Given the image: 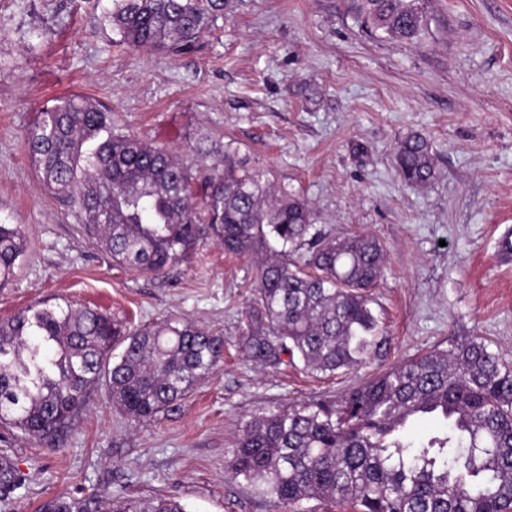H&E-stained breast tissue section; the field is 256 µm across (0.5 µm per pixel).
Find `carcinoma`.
<instances>
[{
  "label": "carcinoma",
  "mask_w": 512,
  "mask_h": 512,
  "mask_svg": "<svg viewBox=\"0 0 512 512\" xmlns=\"http://www.w3.org/2000/svg\"><path fill=\"white\" fill-rule=\"evenodd\" d=\"M381 41L421 43L425 0H350ZM107 21L145 51L190 49L208 27L198 0H113ZM27 148L44 185L70 207L82 231L121 266L159 273L211 237L227 253L257 257L243 350L277 367L288 356L333 374L374 358L385 341L369 288L385 265L374 236L325 235L308 205L276 191L236 159L232 142L197 146L224 155V169L197 178L166 148L122 134L112 111L71 95L39 113ZM404 183L435 176L428 139L410 133L395 148ZM25 251L21 229L0 224V288ZM125 347L112 360L117 342ZM222 344L167 321L125 334L106 314L61 305L0 321V424L47 443L68 429L91 387L130 420L162 412L215 372ZM436 415L447 430L418 443L407 430ZM227 451L225 475L250 483L276 512H309L327 500L351 512H512V362L479 336L408 359L337 400L279 404L251 416ZM18 488L0 454V494ZM40 512H187L173 497L99 493L54 497Z\"/></svg>",
  "instance_id": "1"
}]
</instances>
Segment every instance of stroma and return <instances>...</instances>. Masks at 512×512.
<instances>
[{
  "instance_id": "stroma-1",
  "label": "stroma",
  "mask_w": 512,
  "mask_h": 512,
  "mask_svg": "<svg viewBox=\"0 0 512 512\" xmlns=\"http://www.w3.org/2000/svg\"><path fill=\"white\" fill-rule=\"evenodd\" d=\"M112 0H0V224L26 252L0 289V320L38 302L90 306L123 329L189 322L224 341L215 375L157 416L131 421L93 388L54 446L0 425L22 485L0 512H37L80 492L167 495L188 512H272L225 453L249 416L335 398L452 336H480L512 360V0H428L419 44L370 37L347 0H220L183 55L121 43ZM80 94L123 132L174 150L193 173L224 166L196 152L233 142L278 189L308 202L331 237L386 249L371 307L389 338L345 373L272 369L242 353L255 262L201 242L163 273L116 265L43 184L24 144L37 114ZM419 131L436 176L405 185L398 137Z\"/></svg>"
}]
</instances>
